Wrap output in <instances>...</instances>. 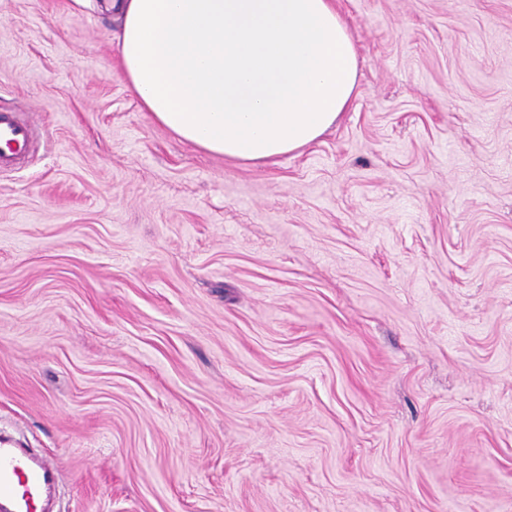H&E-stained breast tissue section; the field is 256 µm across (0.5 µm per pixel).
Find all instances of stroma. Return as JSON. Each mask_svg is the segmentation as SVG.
Listing matches in <instances>:
<instances>
[{
	"label": "stroma",
	"mask_w": 512,
	"mask_h": 512,
	"mask_svg": "<svg viewBox=\"0 0 512 512\" xmlns=\"http://www.w3.org/2000/svg\"><path fill=\"white\" fill-rule=\"evenodd\" d=\"M276 163L144 112L99 0H0V437L57 512H512V0H339ZM34 128L35 124L24 112L0 107V170L14 168L27 160L36 146Z\"/></svg>",
	"instance_id": "stroma-1"
}]
</instances>
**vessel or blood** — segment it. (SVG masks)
Returning <instances> with one entry per match:
<instances>
[{
  "label": "vessel or blood",
  "instance_id": "1",
  "mask_svg": "<svg viewBox=\"0 0 512 512\" xmlns=\"http://www.w3.org/2000/svg\"><path fill=\"white\" fill-rule=\"evenodd\" d=\"M36 146L35 125L23 113L0 108V170L27 160ZM56 483V467L0 441V512H43Z\"/></svg>",
  "mask_w": 512,
  "mask_h": 512
}]
</instances>
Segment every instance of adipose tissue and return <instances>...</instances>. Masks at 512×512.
<instances>
[{"instance_id": "adipose-tissue-1", "label": "adipose tissue", "mask_w": 512, "mask_h": 512, "mask_svg": "<svg viewBox=\"0 0 512 512\" xmlns=\"http://www.w3.org/2000/svg\"><path fill=\"white\" fill-rule=\"evenodd\" d=\"M121 76L198 149L270 163L316 141L355 97L358 55L335 0H107Z\"/></svg>"}]
</instances>
